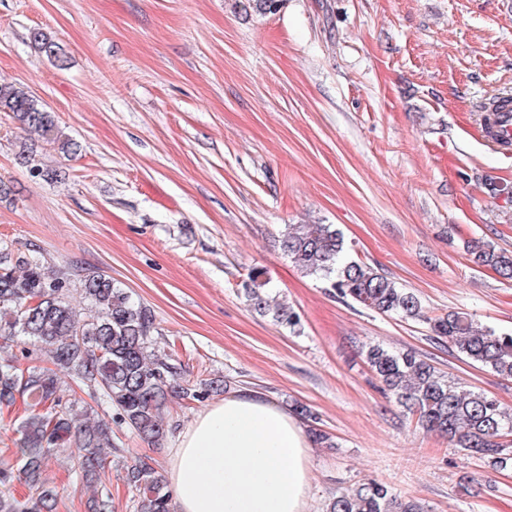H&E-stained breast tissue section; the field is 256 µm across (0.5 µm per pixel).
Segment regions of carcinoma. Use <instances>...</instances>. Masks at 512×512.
Wrapping results in <instances>:
<instances>
[{"mask_svg":"<svg viewBox=\"0 0 512 512\" xmlns=\"http://www.w3.org/2000/svg\"><path fill=\"white\" fill-rule=\"evenodd\" d=\"M33 40L47 55L60 58L57 42L36 31ZM0 112L19 128L38 135L62 153L75 155L80 144L62 134L55 117L23 86L0 84ZM280 246L305 275L323 280L330 291L378 314L428 322L436 339L448 342L467 363L503 379H512V334L481 326L465 312L429 317L418 296L374 268L345 257L344 240L331 224H286ZM474 263L512 279V252L490 244L471 247ZM262 272L254 271L244 288L246 301L261 315L290 330L299 316L285 302L269 296ZM71 278L46 266L36 255L11 257L0 245V337L16 344L18 353L0 358V405L20 401L25 414L17 425L19 467L0 463V512H57L58 491L45 474L48 462L60 457L72 474L93 488L91 512H112L106 476L112 463V423L125 424L141 438L157 443L166 437L170 399L202 401L224 390L221 377L198 383L181 380L171 355L160 353L152 340L155 318L145 304L112 276L101 271L79 275L69 299ZM32 364L23 368L20 360ZM366 360L384 391L412 415L416 426L477 454L499 470L512 468V410L458 383L411 350L371 345ZM91 390L95 405L61 396V376ZM115 410L113 418L98 409ZM123 479L137 491L133 512H170V494L154 461L131 456ZM26 493L16 496L14 483ZM326 512H422L412 498H401L374 481L337 493Z\"/></svg>","mask_w":512,"mask_h":512,"instance_id":"1","label":"carcinoma"}]
</instances>
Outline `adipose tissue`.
Instances as JSON below:
<instances>
[{"label":"adipose tissue","instance_id":"adipose-tissue-1","mask_svg":"<svg viewBox=\"0 0 512 512\" xmlns=\"http://www.w3.org/2000/svg\"><path fill=\"white\" fill-rule=\"evenodd\" d=\"M167 483L180 512H307L309 439L264 394L232 391L181 435Z\"/></svg>","mask_w":512,"mask_h":512}]
</instances>
